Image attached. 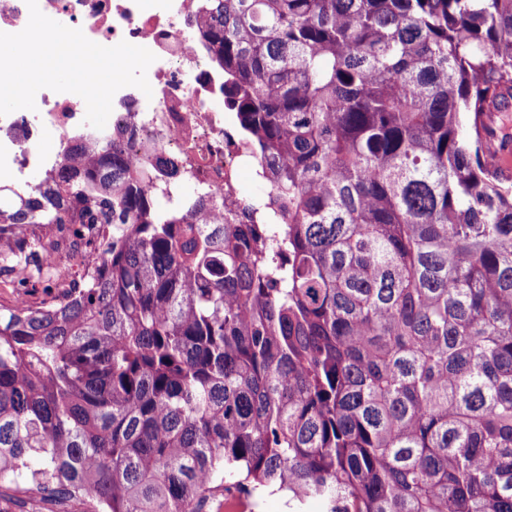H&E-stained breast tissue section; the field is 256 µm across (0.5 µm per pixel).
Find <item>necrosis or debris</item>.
<instances>
[{"label":"necrosis or debris","instance_id":"4bbe7bcc","mask_svg":"<svg viewBox=\"0 0 512 512\" xmlns=\"http://www.w3.org/2000/svg\"><path fill=\"white\" fill-rule=\"evenodd\" d=\"M47 17L81 29L97 44L120 42L150 50L147 70L151 94L128 86L113 97L103 129L85 121L86 104L72 92L42 89L35 109L0 116V180L19 194L35 192L60 165L68 148L97 150L123 132L130 157L173 159L177 179L214 197L217 213L240 223L247 201L242 173L260 168L224 109V70L202 45L199 30L206 0H38ZM52 139L53 149L43 147ZM250 223L271 206L270 193L251 201Z\"/></svg>","mask_w":512,"mask_h":512}]
</instances>
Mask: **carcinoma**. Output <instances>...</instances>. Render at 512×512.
<instances>
[{"label":"carcinoma","mask_w":512,"mask_h":512,"mask_svg":"<svg viewBox=\"0 0 512 512\" xmlns=\"http://www.w3.org/2000/svg\"><path fill=\"white\" fill-rule=\"evenodd\" d=\"M200 37L277 193L266 224L168 207L117 140L0 214L81 241L59 300L0 306V503L512 512V0H209ZM211 512H288L285 499L279 494H266L262 497H254L249 500L239 499L229 501L220 511Z\"/></svg>","instance_id":"obj_1"}]
</instances>
